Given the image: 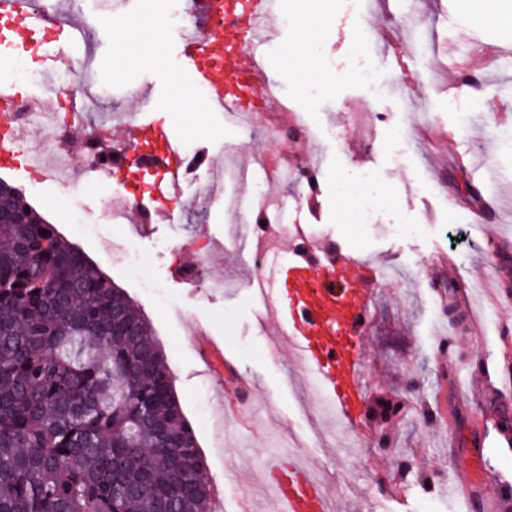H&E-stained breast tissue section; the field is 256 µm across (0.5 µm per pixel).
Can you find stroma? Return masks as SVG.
I'll use <instances>...</instances> for the list:
<instances>
[{"instance_id":"stroma-1","label":"stroma","mask_w":512,"mask_h":512,"mask_svg":"<svg viewBox=\"0 0 512 512\" xmlns=\"http://www.w3.org/2000/svg\"><path fill=\"white\" fill-rule=\"evenodd\" d=\"M280 3L292 21L272 30L265 72L319 134L316 194L265 178L267 167L294 152L293 144L277 138L259 151L253 137L220 112L200 118L167 113L180 142L193 143L207 159L184 182L172 215L144 230L101 224L97 235L85 237L72 229L82 220L98 221L106 198L127 196L133 185L122 175H113L111 194L87 183L71 196L49 180L31 184L21 168L0 171V178L122 288L149 322L204 458L213 512H277L264 493L263 468L279 437L297 434L307 440L315 470L341 512H471L469 500L452 485L454 473L480 487L491 465L512 479V450L485 448L481 465L469 446L484 416L481 399L502 390L512 373V310L506 298L481 299L473 334L456 336L444 328L448 302L439 286L452 274L462 284L494 283L502 278L504 259L512 260V251L478 254L469 243L450 245L460 229L473 239L482 226L512 225V26H473L461 0H375L368 12L357 0ZM170 7V0H128L121 13L164 21L165 61L158 66L121 53L130 31L95 23V11L86 13L94 22L88 45L106 70L121 73L110 83L113 98L140 118L157 116L158 102L177 91L166 78L167 68L182 64L180 34L168 23ZM367 27L378 37L363 46L359 36ZM305 31L311 34L305 54L291 55ZM296 68L320 78L298 84L290 75ZM364 69L374 72L378 90L359 80ZM460 112L481 118L463 129L456 122ZM412 128L420 131L413 149L401 136ZM225 157L252 169V176L237 184L234 203L216 193L205 223H183L198 183L214 179ZM486 168L494 170V182L482 180ZM370 169L380 173L372 186L381 203L377 223L413 224L416 232L395 237L346 223L350 205L338 184ZM436 172L447 182L446 195L428 188ZM262 192L312 239L367 263L359 272L370 299L366 405L349 446L333 452L318 445V400L299 393L300 367L287 351L272 349L273 315L259 313L248 284L250 265L230 233L232 215L251 218ZM450 195L465 200L466 208L450 209ZM113 239L140 259L139 277L109 257ZM195 244L208 251L210 272L223 278V291L189 282ZM145 279L163 285V299L142 288ZM198 323L224 345L222 377L205 371L189 340ZM381 399L403 406L394 422L378 416Z\"/></svg>"}]
</instances>
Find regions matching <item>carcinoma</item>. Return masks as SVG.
<instances>
[{
	"instance_id": "carcinoma-1",
	"label": "carcinoma",
	"mask_w": 512,
	"mask_h": 512,
	"mask_svg": "<svg viewBox=\"0 0 512 512\" xmlns=\"http://www.w3.org/2000/svg\"><path fill=\"white\" fill-rule=\"evenodd\" d=\"M0 198V512H211L149 324L16 187Z\"/></svg>"
}]
</instances>
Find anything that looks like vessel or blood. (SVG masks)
Returning a JSON list of instances; mask_svg holds the SVG:
<instances>
[{
    "instance_id": "obj_1",
    "label": "vessel or blood",
    "mask_w": 512,
    "mask_h": 512,
    "mask_svg": "<svg viewBox=\"0 0 512 512\" xmlns=\"http://www.w3.org/2000/svg\"><path fill=\"white\" fill-rule=\"evenodd\" d=\"M224 10L239 44L237 52L224 51V33L216 30L206 40L182 36L183 56L191 63L190 75L174 71L170 80L179 83L188 96L197 98L203 111L224 105H248L257 94L252 76L255 54L261 52L258 29L272 15L275 0H214ZM78 51L87 36L84 20L62 18L37 10L33 0H0V52H17L40 42L43 36ZM15 92L0 91V168H16L23 152L20 130L14 125L10 105ZM134 144L145 143L148 171L159 177L155 192L167 197L186 177V163L178 149L173 129L162 120L130 126ZM262 295L274 309L278 336L299 357L301 368L326 411L338 415L342 427L354 428L364 409V335L368 314L367 292L355 280L337 273L334 264H319L306 256L291 263L277 259L263 262L258 273ZM488 428L480 429L473 447H483L489 428L500 431L503 445H512V434L501 431L503 419L512 417V401L499 398L484 403ZM273 490L283 512H335L323 484L313 477L295 455H277L269 462ZM512 503V485L494 481L491 492L473 498L475 512H483L487 501Z\"/></svg>"
}]
</instances>
